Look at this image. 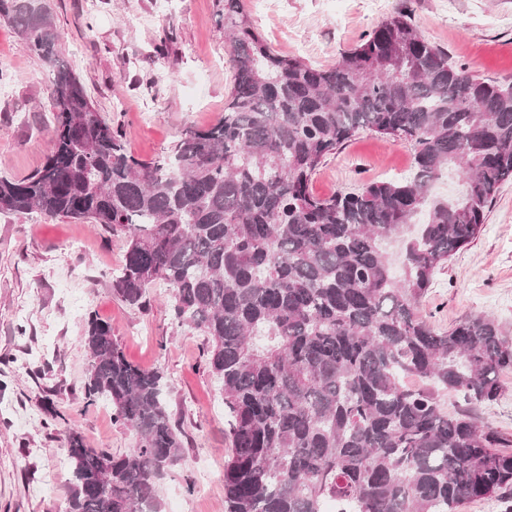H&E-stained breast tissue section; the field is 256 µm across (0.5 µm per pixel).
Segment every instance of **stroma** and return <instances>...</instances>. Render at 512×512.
Returning <instances> with one entry per match:
<instances>
[{
    "mask_svg": "<svg viewBox=\"0 0 512 512\" xmlns=\"http://www.w3.org/2000/svg\"><path fill=\"white\" fill-rule=\"evenodd\" d=\"M61 29L60 58L74 62L96 109L127 132V148L151 160L183 128H206L224 113L232 83L229 47L215 0H49ZM262 35L283 56L334 65L383 21L401 12L453 61L484 79H512V0H249ZM169 35L165 53L156 46ZM0 175L35 173L51 148L50 67L0 24ZM413 162L409 143L359 132L328 156L311 182L315 195L396 179ZM125 240L70 219L0 214V512H64L70 432L87 447L123 454L137 444L105 402H83L88 315L112 326L135 364L167 380L169 411L184 458L159 484L164 512H224L228 454L220 385L203 365L202 339L178 327L169 288L150 285L147 309L112 291ZM445 332L477 315L498 320L512 340V180L499 188L478 236L453 255L419 306Z\"/></svg>",
    "mask_w": 512,
    "mask_h": 512,
    "instance_id": "obj_1",
    "label": "stroma"
}]
</instances>
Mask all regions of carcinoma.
I'll return each instance as SVG.
<instances>
[{
    "label": "carcinoma",
    "mask_w": 512,
    "mask_h": 512,
    "mask_svg": "<svg viewBox=\"0 0 512 512\" xmlns=\"http://www.w3.org/2000/svg\"><path fill=\"white\" fill-rule=\"evenodd\" d=\"M216 3L232 69L224 115L146 161L59 58L47 0H0V22L53 68L54 119L44 165L0 176V213L123 236L112 286L131 305L168 285L221 383L224 512H458L500 497L512 452L472 410L500 396L512 345L488 315L440 333L419 303L512 180V80L456 64L401 12L316 67L280 55L247 0ZM361 129L409 143L408 175L314 196L312 175ZM450 172L454 198L435 192ZM83 343L85 404L107 402L138 442L114 455L71 432L65 512H163L157 486L184 452L165 374L129 361L92 316ZM447 394L469 410L445 412Z\"/></svg>",
    "instance_id": "obj_1"
}]
</instances>
